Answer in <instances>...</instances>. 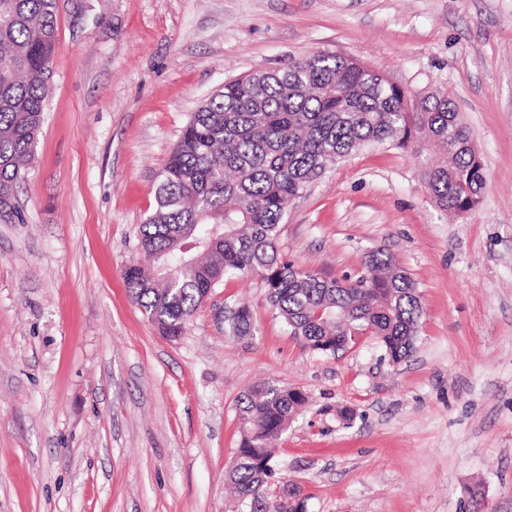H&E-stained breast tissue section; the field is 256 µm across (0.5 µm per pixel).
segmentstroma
Segmentation results:
<instances>
[{"label": "stroma", "instance_id": "obj_1", "mask_svg": "<svg viewBox=\"0 0 512 512\" xmlns=\"http://www.w3.org/2000/svg\"><path fill=\"white\" fill-rule=\"evenodd\" d=\"M57 29L25 221L0 223V512H241L237 404L262 380L308 397L269 494L297 484L306 512H512V0H58ZM320 50L447 92L485 167L480 204L453 216L423 180L437 147L368 145L288 207L279 246L298 267L353 280L382 246L410 274L413 356L368 337L317 353L257 278L164 338L123 271L184 125L226 80ZM238 298L255 328L232 339L218 311Z\"/></svg>", "mask_w": 512, "mask_h": 512}]
</instances>
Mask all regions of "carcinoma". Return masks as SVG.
Segmentation results:
<instances>
[{
	"mask_svg": "<svg viewBox=\"0 0 512 512\" xmlns=\"http://www.w3.org/2000/svg\"><path fill=\"white\" fill-rule=\"evenodd\" d=\"M57 42V0H0V221L22 224L15 204L22 169L34 159ZM427 132L448 155L425 170L443 210L475 209L486 186L470 134L445 92L416 95L363 63L323 50L273 71L224 82L183 128L139 228L144 262L127 266L126 286L168 338L228 280L259 277L266 301L290 335L336 354L371 336L394 361L414 350L422 306L393 255H364L356 281L295 266L278 239L288 204L359 148L407 149ZM253 311L224 302V335H252ZM300 389L258 383L239 399L240 442L228 479L247 512H305L300 488L265 492L272 441L306 404Z\"/></svg>",
	"mask_w": 512,
	"mask_h": 512,
	"instance_id": "obj_1",
	"label": "carcinoma"
}]
</instances>
